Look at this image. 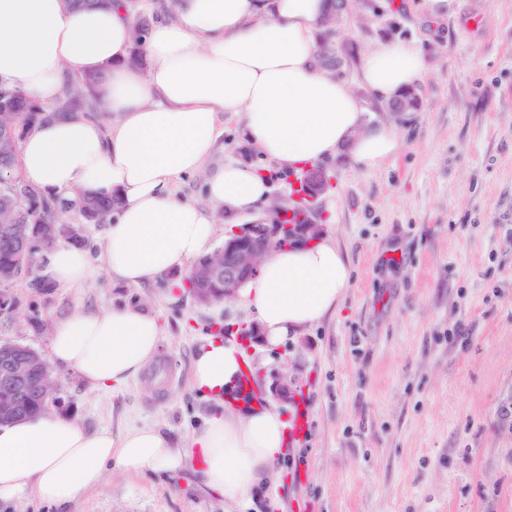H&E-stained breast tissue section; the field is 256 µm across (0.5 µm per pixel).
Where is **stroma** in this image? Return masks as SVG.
Listing matches in <instances>:
<instances>
[{"label": "stroma", "mask_w": 512, "mask_h": 512, "mask_svg": "<svg viewBox=\"0 0 512 512\" xmlns=\"http://www.w3.org/2000/svg\"><path fill=\"white\" fill-rule=\"evenodd\" d=\"M420 0H339L330 29L336 76L366 118L402 140L382 168L348 151L320 162L331 179L312 219L346 251L352 284L335 314L285 343L246 341L252 399L273 379L293 398L279 478L249 512H512V0H455L433 20ZM418 40L419 103L390 111L359 83L360 61L389 40ZM115 283L103 267L80 288L13 282L0 340L49 351L53 322L77 308L140 303L163 328L156 362L106 395L52 367L48 407L86 427L151 426L184 447L213 411L191 387L192 358L209 336L240 339L254 316L226 299L198 304L180 283ZM0 512H227L194 469L126 476L66 505L33 498Z\"/></svg>", "instance_id": "1"}]
</instances>
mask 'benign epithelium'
<instances>
[{"label": "benign epithelium", "mask_w": 512, "mask_h": 512, "mask_svg": "<svg viewBox=\"0 0 512 512\" xmlns=\"http://www.w3.org/2000/svg\"><path fill=\"white\" fill-rule=\"evenodd\" d=\"M16 141V128L11 125L0 126V184L13 189L17 198H28L22 185L14 181L9 154ZM326 173L320 169H311L305 175L310 194L317 196L323 191ZM323 225L312 220L304 224H290L283 230L280 224L267 221L261 216L234 228V234L224 239V262L211 264L206 275L212 279L224 281V296L238 294L259 270L260 258L270 251L283 236L288 233L293 244H303L320 238ZM69 240L80 237V229L72 225L49 224L40 228V249L55 245L58 238ZM34 263V257L25 249L19 251L12 271L0 277V285L8 284L13 278L28 270ZM20 345L13 342H0V423L21 418L18 407L19 398L40 386L50 373L46 359L33 351L26 357L18 356Z\"/></svg>", "instance_id": "benign-epithelium-1"}]
</instances>
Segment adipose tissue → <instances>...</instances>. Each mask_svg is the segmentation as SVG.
I'll use <instances>...</instances> for the list:
<instances>
[{"label":"adipose tissue","mask_w":512,"mask_h":512,"mask_svg":"<svg viewBox=\"0 0 512 512\" xmlns=\"http://www.w3.org/2000/svg\"><path fill=\"white\" fill-rule=\"evenodd\" d=\"M330 0H176L143 46L146 67L129 61L133 18L110 0L73 8L65 0H0V85L49 112L20 148L19 176L48 194L118 196L100 260L116 282L154 284L167 270L208 253L218 212L243 215L270 188L252 163L212 166L224 116H237L246 144L293 170L348 148L361 168L383 167L400 150L391 125L370 124L343 80L317 61L316 34ZM102 78L97 118L56 115L68 80ZM425 74L416 41L381 43L361 59L359 79L376 97H398ZM112 119L103 125L102 116ZM203 175L206 204L176 197L178 177ZM94 273L87 251L61 246L43 276L80 287ZM352 280L333 238L278 249L238 295L263 339L277 346L321 323ZM162 338L158 318L139 305L76 309L56 320L49 358L98 392L126 385L152 362ZM243 349L206 338L192 359L191 385L214 400L188 447H173L152 427L90 429L55 412L0 425V500L66 504L99 488L106 468L127 475L193 467L226 503L242 505L272 480L288 443V417L276 405L244 410L225 399L242 381Z\"/></svg>","instance_id":"1"}]
</instances>
